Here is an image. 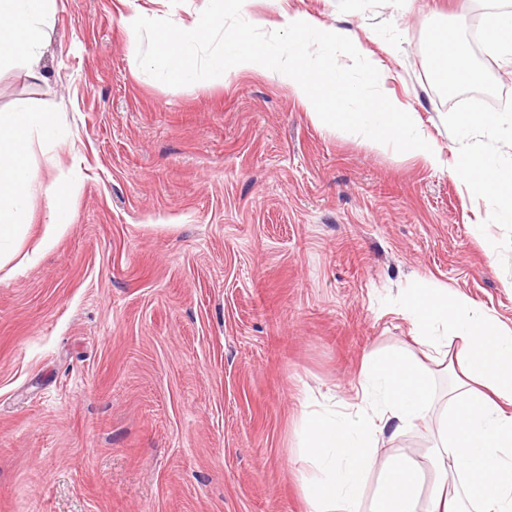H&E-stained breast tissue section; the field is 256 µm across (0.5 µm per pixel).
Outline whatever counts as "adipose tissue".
<instances>
[{
    "label": "adipose tissue",
    "instance_id": "obj_1",
    "mask_svg": "<svg viewBox=\"0 0 512 512\" xmlns=\"http://www.w3.org/2000/svg\"><path fill=\"white\" fill-rule=\"evenodd\" d=\"M55 9L56 0H0V65L19 63L38 77ZM61 137L55 113L25 104L0 111V266L16 257L30 227L32 146ZM401 313L417 330L420 356L369 353L350 412L302 418L310 512H512V328L444 288L409 289ZM438 367L455 379L440 408ZM430 419V446L379 458L385 438Z\"/></svg>",
    "mask_w": 512,
    "mask_h": 512
}]
</instances>
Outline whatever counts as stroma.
<instances>
[{
	"instance_id": "1",
	"label": "stroma",
	"mask_w": 512,
	"mask_h": 512,
	"mask_svg": "<svg viewBox=\"0 0 512 512\" xmlns=\"http://www.w3.org/2000/svg\"><path fill=\"white\" fill-rule=\"evenodd\" d=\"M208 0H57L39 78L0 67V111L57 113L37 180L72 220L0 268V512H307L306 398L352 402L364 355L418 352L404 289L467 296L512 327L489 204L410 153L318 126L260 72L167 86L137 64V13L177 26ZM351 29L383 88L443 151L454 102L429 81L431 20L478 0H247Z\"/></svg>"
}]
</instances>
